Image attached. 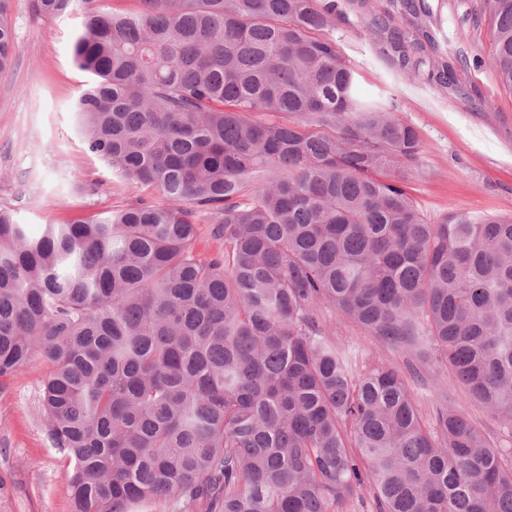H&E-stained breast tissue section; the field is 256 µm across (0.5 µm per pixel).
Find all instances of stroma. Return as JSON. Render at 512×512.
Here are the masks:
<instances>
[{
	"label": "stroma",
	"mask_w": 512,
	"mask_h": 512,
	"mask_svg": "<svg viewBox=\"0 0 512 512\" xmlns=\"http://www.w3.org/2000/svg\"><path fill=\"white\" fill-rule=\"evenodd\" d=\"M12 4L14 65L0 76V208L36 234L47 224L154 198L151 189L113 174L77 130L73 107L90 80L72 59L80 19L47 20L31 0ZM390 10V0H336L333 35L361 90L394 102L418 135L422 152L406 180L410 195L431 223L458 211L512 216V91L490 66L491 20L481 0H424L418 25L437 46L416 74L401 70L371 32L377 19L402 25ZM445 63L453 67L452 84L431 82L427 69ZM336 343L361 365L399 370L425 421L451 404L480 421L492 443L512 450V435L469 404L435 354L391 349L352 322L337 326ZM41 374L37 368L0 381V512H70V465L47 437Z\"/></svg>",
	"instance_id": "obj_1"
}]
</instances>
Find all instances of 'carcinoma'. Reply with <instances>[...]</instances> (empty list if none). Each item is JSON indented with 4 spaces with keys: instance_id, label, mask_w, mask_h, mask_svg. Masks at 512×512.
I'll return each mask as SVG.
<instances>
[{
    "instance_id": "cac0c4a2",
    "label": "carcinoma",
    "mask_w": 512,
    "mask_h": 512,
    "mask_svg": "<svg viewBox=\"0 0 512 512\" xmlns=\"http://www.w3.org/2000/svg\"><path fill=\"white\" fill-rule=\"evenodd\" d=\"M77 2L73 62L96 77L77 128L160 201L38 236L0 209V379L46 367L71 512H343L366 484L379 512H512V461L483 427L452 406L425 426L403 376L358 366L318 318L435 350L512 431V218H423L402 184L422 146L359 95L334 0L32 8ZM391 6L411 17L388 32L415 73L420 6ZM484 6L512 90V0ZM200 224L224 250L197 252Z\"/></svg>"
}]
</instances>
